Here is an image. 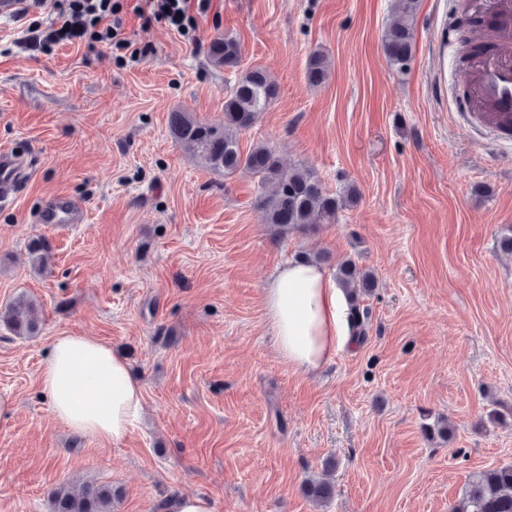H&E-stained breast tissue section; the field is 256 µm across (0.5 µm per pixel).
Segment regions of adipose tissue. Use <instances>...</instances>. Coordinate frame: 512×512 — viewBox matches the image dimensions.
<instances>
[{"label": "adipose tissue", "instance_id": "1", "mask_svg": "<svg viewBox=\"0 0 512 512\" xmlns=\"http://www.w3.org/2000/svg\"><path fill=\"white\" fill-rule=\"evenodd\" d=\"M281 360L311 374L354 343L350 296L321 265L297 257L263 290ZM41 390L54 418L71 432L120 444L144 412L143 387L110 344L92 336H55L42 361Z\"/></svg>", "mask_w": 512, "mask_h": 512}]
</instances>
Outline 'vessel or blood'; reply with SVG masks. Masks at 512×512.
<instances>
[{"mask_svg": "<svg viewBox=\"0 0 512 512\" xmlns=\"http://www.w3.org/2000/svg\"><path fill=\"white\" fill-rule=\"evenodd\" d=\"M488 25L482 36L494 45L476 56L469 68V104L495 133L512 128V0H481ZM29 171L26 156L0 152V205L8 204ZM40 224L83 223V208L58 197L36 216Z\"/></svg>", "mask_w": 512, "mask_h": 512, "instance_id": "1", "label": "vessel or blood"}]
</instances>
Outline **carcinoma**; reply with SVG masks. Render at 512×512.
<instances>
[{"label": "carcinoma", "mask_w": 512, "mask_h": 512, "mask_svg": "<svg viewBox=\"0 0 512 512\" xmlns=\"http://www.w3.org/2000/svg\"><path fill=\"white\" fill-rule=\"evenodd\" d=\"M418 0H394L398 20L382 36L383 51L389 63L402 71L413 57ZM206 56L215 69L238 70L240 45L228 33L217 32L209 41ZM330 64L322 53H314L307 64V78L319 84L329 75ZM278 96V85L260 67L242 73L224 97V122L220 125L197 119L190 112L169 114L173 136L189 144L208 169L229 177L247 173L259 178L267 191L256 198L266 223L279 231L311 234L324 224L336 222V215L358 198L348 186L336 195L323 189L317 173L306 167L283 165L276 152L258 144L244 153L237 134L248 129L256 114L269 107ZM27 252L33 269L41 272L52 258V248L44 237L29 240ZM336 278L353 296V321L357 337L365 335L368 313L360 310V297L376 287V277L359 267L350 257L336 262ZM0 324L14 335L35 337L43 325V309L31 296H20L0 308ZM308 496L317 508L325 506L333 494L331 484L311 481ZM115 491L109 484L85 481L79 487L62 484L51 494L50 512H112ZM456 512H512V465L484 469L472 475L464 488Z\"/></svg>", "instance_id": "obj_1"}]
</instances>
